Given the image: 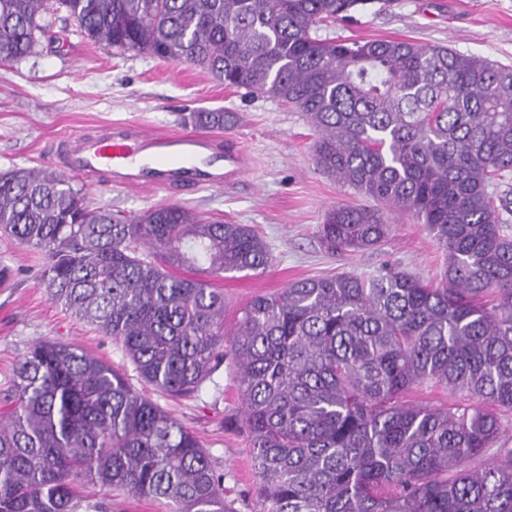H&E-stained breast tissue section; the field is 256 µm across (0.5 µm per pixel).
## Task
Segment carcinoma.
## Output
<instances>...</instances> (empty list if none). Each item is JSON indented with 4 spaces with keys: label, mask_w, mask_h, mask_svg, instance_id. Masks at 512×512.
Instances as JSON below:
<instances>
[{
    "label": "carcinoma",
    "mask_w": 512,
    "mask_h": 512,
    "mask_svg": "<svg viewBox=\"0 0 512 512\" xmlns=\"http://www.w3.org/2000/svg\"><path fill=\"white\" fill-rule=\"evenodd\" d=\"M370 0H55L90 41L197 65L305 113L317 167L378 203L338 205L330 252L379 246L388 213L421 220L446 256L438 286L404 271L295 280L224 331L203 271L271 264L249 224L181 205L90 210L54 172L0 170V232L40 252L51 299L120 344L140 381L196 395L228 360L259 512H512V66L443 45H351L312 29ZM50 0H0V63L32 53ZM224 130L233 114L199 112ZM448 390L446 407L408 393ZM0 512H103L87 483L171 512H237L224 473L125 374L36 341L0 399Z\"/></svg>",
    "instance_id": "1"
}]
</instances>
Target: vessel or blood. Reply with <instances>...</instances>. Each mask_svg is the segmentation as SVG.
<instances>
[{"instance_id":"b4317fda","label":"vessel or blood","mask_w":512,"mask_h":512,"mask_svg":"<svg viewBox=\"0 0 512 512\" xmlns=\"http://www.w3.org/2000/svg\"><path fill=\"white\" fill-rule=\"evenodd\" d=\"M59 158L95 181L145 190L232 187L250 163L237 140L207 132L159 133L133 123H113L96 134L63 140Z\"/></svg>"}]
</instances>
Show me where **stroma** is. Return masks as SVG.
Segmentation results:
<instances>
[{
  "instance_id": "1",
  "label": "stroma",
  "mask_w": 512,
  "mask_h": 512,
  "mask_svg": "<svg viewBox=\"0 0 512 512\" xmlns=\"http://www.w3.org/2000/svg\"><path fill=\"white\" fill-rule=\"evenodd\" d=\"M48 35L27 57L0 65V169L58 170L61 137L93 132L109 122L160 131H190L195 112L236 113L230 134L252 156L246 179L230 189L204 188L179 195L100 183L91 187L66 172L89 208L136 214L179 204L206 218L251 225L268 243L273 263L261 275L228 273L214 279L224 291V326L255 295L289 282L353 273L364 277L396 268L437 284L443 254L412 215H391L392 230L377 248L332 254L319 238L326 212L338 205H371L369 197L323 174L314 160L316 133L306 115L267 96L229 89L206 70L90 42L65 11L51 12ZM322 39L368 41L402 38L438 44L512 65V0H378L351 16L318 26ZM41 253L0 235V394L14 366L34 341L53 339L81 347L135 377L121 346L97 327L53 302L40 281ZM207 448L224 474V493L236 512H259L257 478L231 364H224L198 395L173 399L143 386Z\"/></svg>"
}]
</instances>
